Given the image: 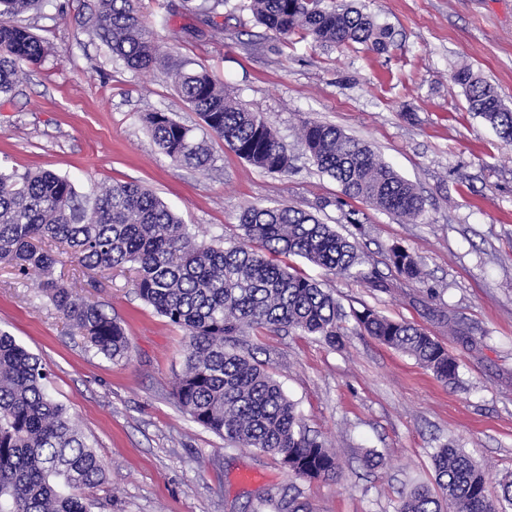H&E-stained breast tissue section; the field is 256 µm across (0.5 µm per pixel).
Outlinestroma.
<instances>
[{"label": "stroma", "mask_w": 512, "mask_h": 512, "mask_svg": "<svg viewBox=\"0 0 512 512\" xmlns=\"http://www.w3.org/2000/svg\"><path fill=\"white\" fill-rule=\"evenodd\" d=\"M93 0H45L20 24L52 47L0 98V169H46L81 195L112 182L148 187L197 240L236 241L252 206H291L355 240L388 273L399 244L425 262L424 281L375 291L327 274L298 256L288 264L330 289L346 307H370L420 326L458 358L442 381L413 357L347 328L331 346L298 331L243 328L240 353L254 357L293 401L308 429L340 463L336 477L305 481L273 457L229 448L191 420L173 397L185 366V331L137 295L133 273L90 274L70 261L56 275L117 317L129 356L111 361L73 333L42 299L36 277L0 268V331L41 360L63 403L107 470L91 512H252L258 495L296 487L311 512H395L402 493L434 483L432 455L450 442L491 478L512 474V144L468 110L451 73L468 64L512 108V0H355L394 43L378 53L354 44L323 48L284 39L250 11L224 9V32L203 31L184 0H141L179 57L202 64L227 92L263 113L287 145L291 166L270 174L223 140L208 137L214 162L174 165L142 121L165 112L198 129L166 68L137 73L84 32ZM311 119L368 142L422 195L403 221L358 200L305 153ZM358 223H348V212ZM379 462H363L368 453Z\"/></svg>", "instance_id": "stroma-1"}]
</instances>
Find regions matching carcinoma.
Masks as SVG:
<instances>
[{
  "mask_svg": "<svg viewBox=\"0 0 512 512\" xmlns=\"http://www.w3.org/2000/svg\"><path fill=\"white\" fill-rule=\"evenodd\" d=\"M43 0H0V96L14 89L22 67L42 62L50 44L14 17ZM139 0H95L85 32L101 40L124 67L149 71L166 66L183 100L208 133L240 158L267 173H282L290 156L260 112L224 92L202 66L176 58L177 46L159 40L143 20ZM228 0H198L203 24L224 32L217 18ZM256 22L286 39L311 37L329 47L364 44L385 52L394 32L372 16L334 0H246ZM468 110L512 143V108L497 89L462 66L452 74ZM145 122L155 143L173 163L206 169L213 159L194 129L164 112ZM300 139L318 170L336 180L344 196L359 199L400 219L423 210L416 188L386 164L372 147L333 125L304 122ZM243 241L228 247L199 243L188 225L154 192L135 183H114L77 199L72 184L49 171H0V265L17 275L41 277L47 301L96 352L112 361L128 355L121 322L78 297L54 276L59 256L37 249L36 240L65 247L86 269H131L139 297L159 315L183 328L189 344L174 397L200 426L234 448H254L276 458L297 478L335 477L336 455L302 425L295 404L231 338L241 325L298 330L330 344L345 335L353 317L361 331L406 353L444 381L456 379L458 359L419 326L364 308L346 312L323 284L295 272L280 257L299 256L335 276L366 288L391 284L369 265L356 243L331 225L288 206L251 207L240 216ZM390 268L406 280H420L424 263L401 246L391 247ZM40 359L0 332V512H89L107 481L105 467L86 438L47 388ZM434 482L402 494L396 512H507L512 509V475L499 480L497 501L489 498V477L471 458L448 444L433 454ZM268 512H308L300 493L258 497Z\"/></svg>",
  "mask_w": 512,
  "mask_h": 512,
  "instance_id": "cac0c4a2",
  "label": "carcinoma"
}]
</instances>
